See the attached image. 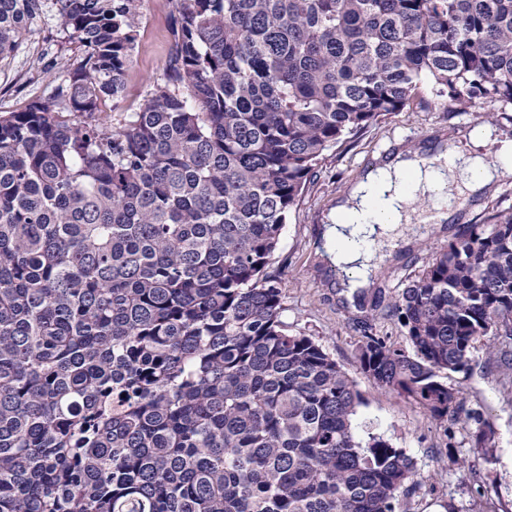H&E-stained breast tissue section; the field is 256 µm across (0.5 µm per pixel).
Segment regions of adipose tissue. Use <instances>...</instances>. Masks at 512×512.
Listing matches in <instances>:
<instances>
[{"instance_id": "1", "label": "adipose tissue", "mask_w": 512, "mask_h": 512, "mask_svg": "<svg viewBox=\"0 0 512 512\" xmlns=\"http://www.w3.org/2000/svg\"><path fill=\"white\" fill-rule=\"evenodd\" d=\"M495 153H486L487 145ZM512 171V139L488 126L470 136L468 148L437 149L432 157L399 154L370 168L331 214L322 238L331 262L350 277L353 288L365 284L375 237L409 222L418 198L431 197L435 221L450 219L455 191L477 192Z\"/></svg>"}]
</instances>
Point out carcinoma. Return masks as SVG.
<instances>
[{
	"label": "carcinoma",
	"mask_w": 512,
	"mask_h": 512,
	"mask_svg": "<svg viewBox=\"0 0 512 512\" xmlns=\"http://www.w3.org/2000/svg\"><path fill=\"white\" fill-rule=\"evenodd\" d=\"M164 77L112 126L143 0H0V62L50 7L78 55L0 115V512H396L420 485L313 337L283 229L325 154L424 87L512 106V0H171ZM360 369L454 447L450 383L512 370V208L435 249Z\"/></svg>",
	"instance_id": "cac0c4a2"
}]
</instances>
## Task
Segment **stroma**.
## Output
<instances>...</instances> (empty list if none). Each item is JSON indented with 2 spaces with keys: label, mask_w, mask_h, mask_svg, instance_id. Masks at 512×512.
I'll return each instance as SVG.
<instances>
[{
  "label": "stroma",
  "mask_w": 512,
  "mask_h": 512,
  "mask_svg": "<svg viewBox=\"0 0 512 512\" xmlns=\"http://www.w3.org/2000/svg\"><path fill=\"white\" fill-rule=\"evenodd\" d=\"M171 9L170 0H145L143 15L149 24L141 30L124 95L109 111V121L119 122L137 110L160 82L169 53ZM59 28L54 13L46 12L0 63V111H20L32 96L50 95L58 67L77 53L75 44L61 39ZM420 95L428 99V106L407 105L327 153L318 177L306 187L284 227L270 270L282 275L283 319L289 333L316 338L356 380L365 398L355 418L359 432L384 435L415 462L422 484L408 499V512H512V385L501 368L485 364L479 352L473 373L458 379L467 407L481 411L498 431V446L487 460L471 448L464 429L456 433L455 450H447L446 438L428 413L413 401L375 387L357 359L364 324L403 341L400 326L384 315L387 304L429 252L447 243L462 225L475 221L488 208L512 207V172L470 195L467 207L453 209L446 222L423 229L403 224L394 235L376 243L379 262L367 291L347 296L319 254L323 224L371 166L402 150L427 155L442 145L464 148L469 144L471 133L480 126L477 112L453 111L431 101L425 89ZM476 486L481 487V495H473Z\"/></svg>",
  "instance_id": "35a3bbf8"
}]
</instances>
